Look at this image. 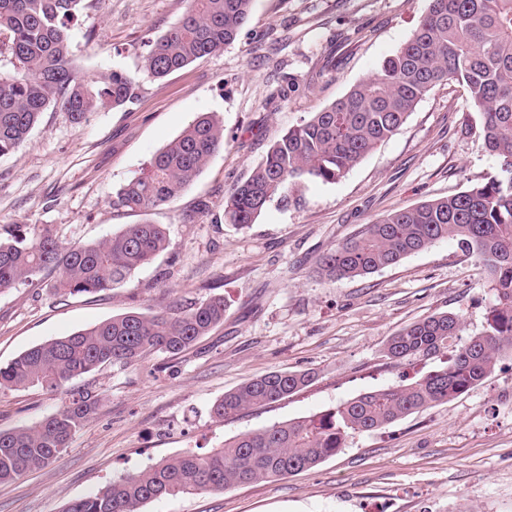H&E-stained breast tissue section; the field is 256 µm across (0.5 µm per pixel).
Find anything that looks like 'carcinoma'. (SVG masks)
Masks as SVG:
<instances>
[{"instance_id":"1","label":"carcinoma","mask_w":512,"mask_h":512,"mask_svg":"<svg viewBox=\"0 0 512 512\" xmlns=\"http://www.w3.org/2000/svg\"><path fill=\"white\" fill-rule=\"evenodd\" d=\"M83 0H0V29L10 33L19 67L0 72V157L18 149L43 112L59 108L75 123L135 97L136 78L109 70L87 80L73 69L69 29ZM254 0H187L182 19L149 44L143 72L162 79L236 40ZM462 85L482 114L479 137L500 160L496 177L458 194L395 210L322 254L328 280L366 275L443 239L475 254L491 277L494 302L486 327L455 350L451 363L419 380L371 391L318 415L239 434L206 454L185 452L108 484L65 512H141L149 501L236 486L311 469L336 455L348 437L371 432L485 380L512 354V0H430L428 11L380 71L341 99L280 136L224 207L232 224H252L270 199L307 179L331 182L356 166L405 122L436 85ZM224 147L211 113L198 116L125 184L116 203L131 211L174 200ZM161 224H127L99 242L64 245L47 228L16 234L0 227V291L43 272L60 295L92 294L127 283L166 248ZM224 297L186 309L126 312L36 345L0 366V390L38 386L68 396L38 423L0 430V483L48 465L70 447L99 399L71 382L104 365L129 366L152 354H178L224 322ZM462 329L440 313L391 337L393 359L429 357L448 349ZM311 371H273L227 391L212 407L219 420L270 404L308 386Z\"/></svg>"}]
</instances>
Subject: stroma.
Segmentation results:
<instances>
[{
  "label": "stroma",
  "instance_id": "obj_1",
  "mask_svg": "<svg viewBox=\"0 0 512 512\" xmlns=\"http://www.w3.org/2000/svg\"><path fill=\"white\" fill-rule=\"evenodd\" d=\"M185 0H83L69 31L85 78L135 77L125 106L74 123L52 108L0 157V225L48 226L63 244L125 225H164L168 246L126 285L59 298L49 275L0 292V366L47 340L129 311L157 312L223 296V324L182 353L154 354L75 379L100 403L70 448L0 484V512H65L73 501L162 459L219 447L238 434L335 408L359 394L449 365L452 351L394 361L391 336L426 316H459L463 345L494 301L483 262L444 239L371 274L329 281L320 255L393 210L453 195L497 175L478 137L480 112L455 83L434 87L399 131L333 182L273 197L253 224L224 216L232 188L309 113L378 72L429 0H254L237 39L161 80L143 55L183 16ZM224 126V147L170 203L130 212L117 191L198 116ZM315 371L303 390L218 420L224 392L272 371ZM38 387L0 390V430L60 409ZM512 512V355L467 393L355 434L317 467L222 492L165 497L142 512Z\"/></svg>",
  "mask_w": 512,
  "mask_h": 512
}]
</instances>
